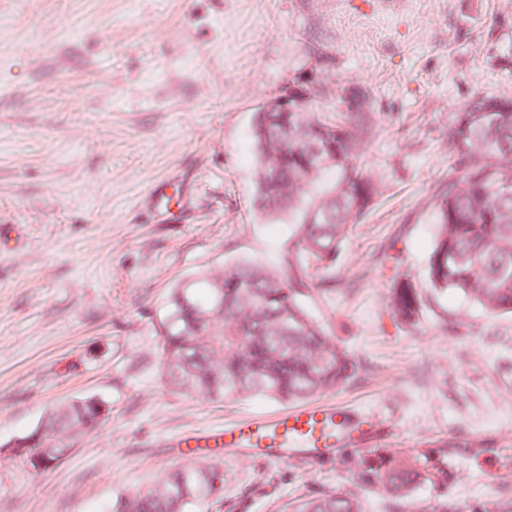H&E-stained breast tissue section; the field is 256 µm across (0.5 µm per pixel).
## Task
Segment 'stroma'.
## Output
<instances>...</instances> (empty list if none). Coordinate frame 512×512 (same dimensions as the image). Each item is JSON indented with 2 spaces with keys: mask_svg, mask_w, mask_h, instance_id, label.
<instances>
[{
  "mask_svg": "<svg viewBox=\"0 0 512 512\" xmlns=\"http://www.w3.org/2000/svg\"><path fill=\"white\" fill-rule=\"evenodd\" d=\"M512 0H0V512H110L179 467L172 440L271 416L170 394L159 323L171 288L242 258L276 259L293 222L254 204L257 105L320 72L317 108L368 90L365 173L382 192L304 303L353 357L322 399L364 429L363 452L445 442L443 484L414 500L512 512V316L429 288L432 195L448 178L452 112L512 95ZM421 290L409 329L386 307L395 275ZM112 407L63 462L9 464V443L53 405ZM220 512H284L350 487L344 451L269 461L217 453Z\"/></svg>",
  "mask_w": 512,
  "mask_h": 512,
  "instance_id": "35a3bbf8",
  "label": "stroma"
}]
</instances>
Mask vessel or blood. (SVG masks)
<instances>
[{
    "label": "vessel or blood",
    "instance_id": "obj_1",
    "mask_svg": "<svg viewBox=\"0 0 512 512\" xmlns=\"http://www.w3.org/2000/svg\"><path fill=\"white\" fill-rule=\"evenodd\" d=\"M363 431L350 427L344 409L328 404L289 408L269 417H252L226 425L206 437L208 448H248L257 456L285 461L319 459L337 449L355 447Z\"/></svg>",
    "mask_w": 512,
    "mask_h": 512
}]
</instances>
